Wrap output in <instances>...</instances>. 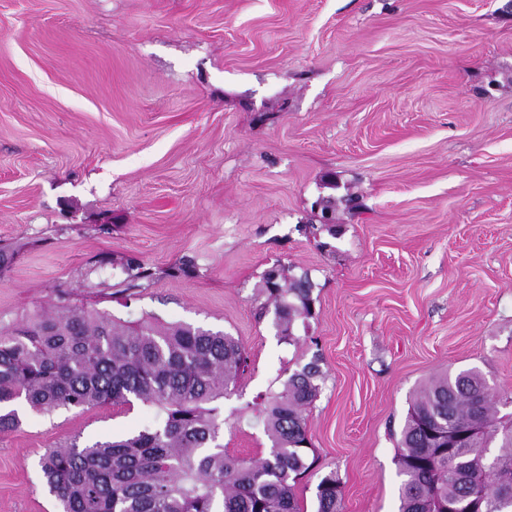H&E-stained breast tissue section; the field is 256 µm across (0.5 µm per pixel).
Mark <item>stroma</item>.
<instances>
[{"mask_svg":"<svg viewBox=\"0 0 512 512\" xmlns=\"http://www.w3.org/2000/svg\"><path fill=\"white\" fill-rule=\"evenodd\" d=\"M322 199L338 238L300 229ZM0 249L2 324L62 289L239 338L234 457L268 448L244 405L320 354L295 492L315 512L333 471L341 512H398L421 386L474 368L512 413V0H0ZM130 258L156 277L125 298ZM275 265L314 283L295 346L255 316ZM156 419L22 411L0 512H58L46 449Z\"/></svg>","mask_w":512,"mask_h":512,"instance_id":"1","label":"stroma"}]
</instances>
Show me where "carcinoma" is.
<instances>
[{
	"label": "carcinoma",
	"mask_w": 512,
	"mask_h": 512,
	"mask_svg": "<svg viewBox=\"0 0 512 512\" xmlns=\"http://www.w3.org/2000/svg\"><path fill=\"white\" fill-rule=\"evenodd\" d=\"M265 273L266 303L279 341L297 342L296 323L315 316L313 284L304 273ZM129 287L154 277L127 266ZM53 312L34 311L0 326V433L18 428L14 405L36 413L104 405L153 406L159 419L120 439L47 449L39 465L60 512H304L294 488L309 471L304 411L325 376L320 357L295 369L282 389L247 404L270 447L244 461L224 448V398L248 369L239 339L144 312L132 322L57 297ZM502 436L499 453L487 448ZM397 458L399 512H512V414L496 417L476 369L442 376L413 399ZM316 512H340L336 473L317 485Z\"/></svg>",
	"instance_id": "1"
}]
</instances>
